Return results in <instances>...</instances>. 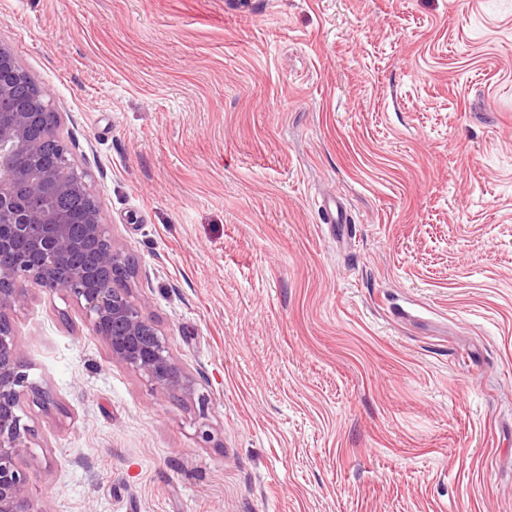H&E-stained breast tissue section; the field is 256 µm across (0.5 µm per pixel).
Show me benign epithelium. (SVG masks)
<instances>
[{
    "label": "benign epithelium",
    "instance_id": "1",
    "mask_svg": "<svg viewBox=\"0 0 512 512\" xmlns=\"http://www.w3.org/2000/svg\"><path fill=\"white\" fill-rule=\"evenodd\" d=\"M5 101L13 108L0 112V217L11 218L0 224V255L11 256L9 264H0V512H37L24 468L31 429L20 405L24 390L33 386L8 320V313L26 301L22 282L64 292L83 309L110 360L143 373L156 388L190 394L194 384L129 288L117 285L128 258L114 246L96 194L59 131L53 137L60 162L19 163L42 152L44 140L32 132L52 104L40 98L10 48L0 44V103ZM50 195L90 201L84 224L76 229L64 211L39 205Z\"/></svg>",
    "mask_w": 512,
    "mask_h": 512
}]
</instances>
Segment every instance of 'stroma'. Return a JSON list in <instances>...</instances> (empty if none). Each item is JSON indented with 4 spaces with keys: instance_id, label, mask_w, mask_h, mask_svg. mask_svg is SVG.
Masks as SVG:
<instances>
[{
    "instance_id": "obj_1",
    "label": "stroma",
    "mask_w": 512,
    "mask_h": 512,
    "mask_svg": "<svg viewBox=\"0 0 512 512\" xmlns=\"http://www.w3.org/2000/svg\"><path fill=\"white\" fill-rule=\"evenodd\" d=\"M0 43L195 383L25 282L38 512H512V0H0Z\"/></svg>"
}]
</instances>
